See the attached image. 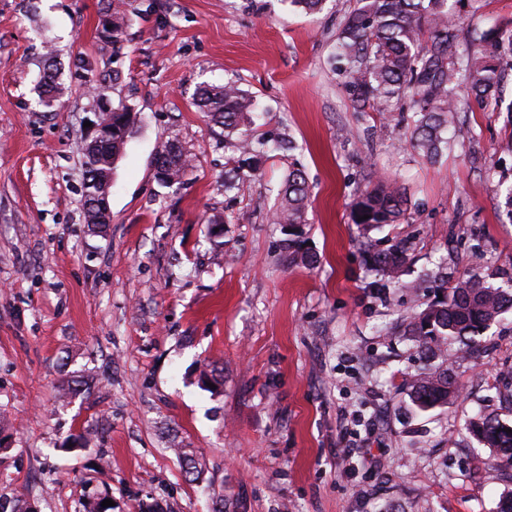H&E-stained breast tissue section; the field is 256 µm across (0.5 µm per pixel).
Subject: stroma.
Wrapping results in <instances>:
<instances>
[{
    "label": "stroma",
    "mask_w": 512,
    "mask_h": 512,
    "mask_svg": "<svg viewBox=\"0 0 512 512\" xmlns=\"http://www.w3.org/2000/svg\"><path fill=\"white\" fill-rule=\"evenodd\" d=\"M104 5L0 0V498L38 512H81L105 489L112 512H497L512 484L466 423L480 410L512 420L498 396L512 386V315L479 357L454 353L459 396L424 412L407 395L422 361L402 322L464 272L512 278L500 211L512 113L459 112L454 148L427 161L401 103L358 111L334 69L356 0L315 15L288 0H136L116 57L102 48ZM461 14L467 30L512 27V0H465ZM50 48L67 91L47 109L34 85ZM116 65L121 79L106 82ZM95 81L141 115L101 234L81 206ZM226 81L254 97L257 133L297 144L230 193L234 139L193 103L199 84ZM169 139L194 164L176 190L154 174ZM296 168L311 189L312 268L288 264L271 221ZM381 178L406 198L404 219L371 235L407 250L390 283L368 270L352 221ZM204 362L222 370L219 392L201 385ZM67 375L88 392L61 399ZM89 425V448L62 449Z\"/></svg>",
    "instance_id": "35a3bbf8"
}]
</instances>
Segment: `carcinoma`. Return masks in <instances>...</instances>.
<instances>
[{"mask_svg": "<svg viewBox=\"0 0 512 512\" xmlns=\"http://www.w3.org/2000/svg\"><path fill=\"white\" fill-rule=\"evenodd\" d=\"M463 0H357L337 42V58L344 62L347 87L362 112H380L384 102L401 94L408 98L412 112L411 142L423 157L432 160L448 148V128L456 123L461 105L470 101L482 108L498 106L499 91L506 81L504 59L512 57V29L494 25L483 32L475 49L465 56L456 54L462 30L457 5ZM105 14L112 29L102 27L104 46H112V62L119 59L120 38L134 11L119 10L107 3ZM62 72L51 68L37 85L39 102L51 108L64 93ZM199 110L224 132L237 135L240 156L224 174V190L234 188L256 175L269 152L267 140L247 129L253 108L252 97L234 82L206 84L195 95ZM104 133L112 150L81 148L86 221H105L96 206L98 197L110 190L111 174L128 138L137 124V112L126 104L112 107L103 116ZM162 161L160 183L180 186L191 171V160L177 141H167L158 150ZM309 191L304 172L288 173L281 192L275 223L290 229L285 247L288 263L312 267L317 256L298 244L305 223ZM405 199L399 186L380 180L354 203L353 222L375 271L385 280L398 278L405 263V250L395 245L386 250L371 249L370 232L385 224H397L405 214ZM512 312V289L491 285L485 276L472 273L457 279L437 299L411 317L409 335L414 337L425 360L415 375L409 397L420 411L448 404L457 397L458 387L448 367L447 346L458 345L462 353L477 352L484 331ZM468 430L492 451L489 464L512 477V423L478 412L469 419ZM112 498L109 491L95 493L82 503V512H111L101 502Z\"/></svg>", "mask_w": 512, "mask_h": 512, "instance_id": "cac0c4a2", "label": "carcinoma"}]
</instances>
